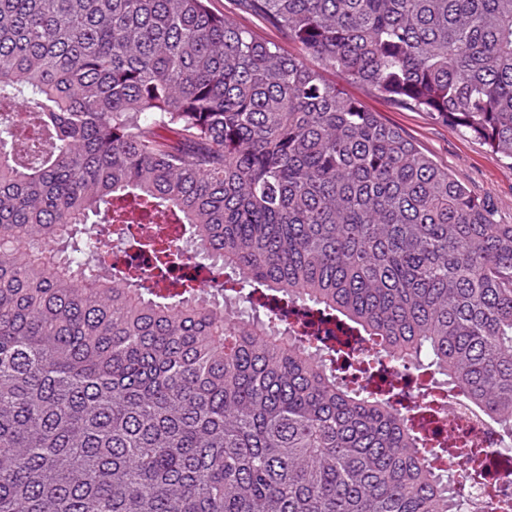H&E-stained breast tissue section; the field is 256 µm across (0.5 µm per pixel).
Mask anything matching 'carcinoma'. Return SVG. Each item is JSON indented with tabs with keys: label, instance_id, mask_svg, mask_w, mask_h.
<instances>
[{
	"label": "carcinoma",
	"instance_id": "carcinoma-1",
	"mask_svg": "<svg viewBox=\"0 0 512 512\" xmlns=\"http://www.w3.org/2000/svg\"><path fill=\"white\" fill-rule=\"evenodd\" d=\"M0 0V512H472L398 390L219 289L102 266L87 227L168 212L162 262L339 314L512 443V224L323 76L512 161V0ZM211 5L215 10L232 16L239 25L251 30L256 37L278 43L288 52H296V46L284 40L282 34L278 30L266 25L250 13L240 10L236 1L212 0Z\"/></svg>",
	"mask_w": 512,
	"mask_h": 512
}]
</instances>
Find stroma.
Listing matches in <instances>:
<instances>
[{"label":"stroma","instance_id":"1","mask_svg":"<svg viewBox=\"0 0 512 512\" xmlns=\"http://www.w3.org/2000/svg\"><path fill=\"white\" fill-rule=\"evenodd\" d=\"M344 89L384 122L400 128L422 152L455 174L494 211L498 223L512 224V161L439 122L430 113L395 107L358 83H345Z\"/></svg>","mask_w":512,"mask_h":512}]
</instances>
